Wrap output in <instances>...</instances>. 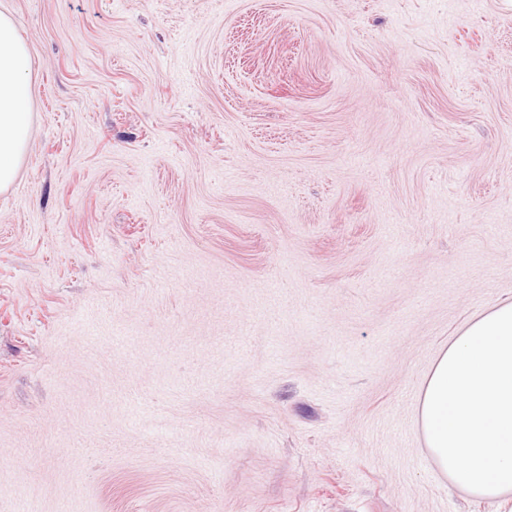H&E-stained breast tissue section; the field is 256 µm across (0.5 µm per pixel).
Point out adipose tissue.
<instances>
[{"label":"adipose tissue","instance_id":"1","mask_svg":"<svg viewBox=\"0 0 512 512\" xmlns=\"http://www.w3.org/2000/svg\"><path fill=\"white\" fill-rule=\"evenodd\" d=\"M31 71L12 16L0 11V191L26 155ZM420 419L452 482L479 498L512 494V302L488 307L439 352L421 391Z\"/></svg>","mask_w":512,"mask_h":512}]
</instances>
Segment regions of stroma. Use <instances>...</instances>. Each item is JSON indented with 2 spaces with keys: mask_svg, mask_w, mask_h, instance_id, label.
Segmentation results:
<instances>
[{
  "mask_svg": "<svg viewBox=\"0 0 512 512\" xmlns=\"http://www.w3.org/2000/svg\"><path fill=\"white\" fill-rule=\"evenodd\" d=\"M0 9V512H498L417 406L512 301V0ZM32 60L13 17L0 11V191L13 183L30 137Z\"/></svg>",
  "mask_w": 512,
  "mask_h": 512,
  "instance_id": "obj_1",
  "label": "stroma"
}]
</instances>
